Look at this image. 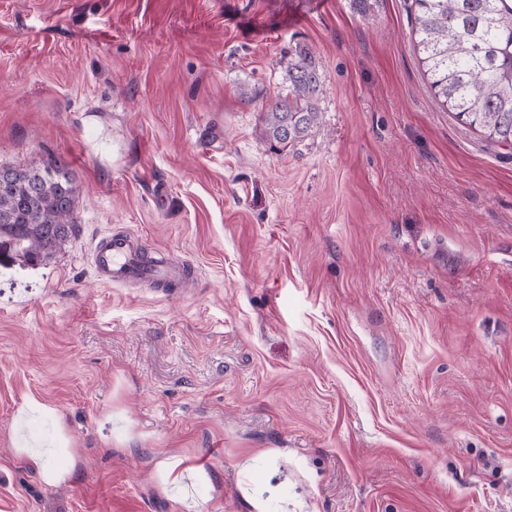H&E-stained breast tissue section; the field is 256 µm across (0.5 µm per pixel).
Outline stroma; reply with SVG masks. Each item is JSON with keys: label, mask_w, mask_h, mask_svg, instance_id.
Instances as JSON below:
<instances>
[{"label": "stroma", "mask_w": 512, "mask_h": 512, "mask_svg": "<svg viewBox=\"0 0 512 512\" xmlns=\"http://www.w3.org/2000/svg\"><path fill=\"white\" fill-rule=\"evenodd\" d=\"M412 28L0 0V165L76 186L51 259L0 251V512H512V147L441 108ZM299 46L320 130L278 151ZM109 231L192 278L103 286Z\"/></svg>", "instance_id": "obj_1"}]
</instances>
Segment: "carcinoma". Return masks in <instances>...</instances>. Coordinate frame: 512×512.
I'll list each match as a JSON object with an SVG mask.
<instances>
[{
	"label": "carcinoma",
	"instance_id": "carcinoma-1",
	"mask_svg": "<svg viewBox=\"0 0 512 512\" xmlns=\"http://www.w3.org/2000/svg\"><path fill=\"white\" fill-rule=\"evenodd\" d=\"M416 47L440 104L486 141L512 146V0H412ZM288 92L261 109L262 136L285 149L316 133L322 74L298 48L286 67ZM0 250L36 265L74 233V187L58 160L1 167Z\"/></svg>",
	"mask_w": 512,
	"mask_h": 512
}]
</instances>
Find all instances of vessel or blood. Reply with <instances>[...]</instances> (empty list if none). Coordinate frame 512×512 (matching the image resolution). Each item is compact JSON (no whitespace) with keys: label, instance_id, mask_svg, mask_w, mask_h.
<instances>
[{"label":"vessel or blood","instance_id":"vessel-or-blood-1","mask_svg":"<svg viewBox=\"0 0 512 512\" xmlns=\"http://www.w3.org/2000/svg\"><path fill=\"white\" fill-rule=\"evenodd\" d=\"M97 280L105 286L130 284L170 286L189 276V265L148 257L140 236L109 232L96 238L91 253Z\"/></svg>","mask_w":512,"mask_h":512}]
</instances>
